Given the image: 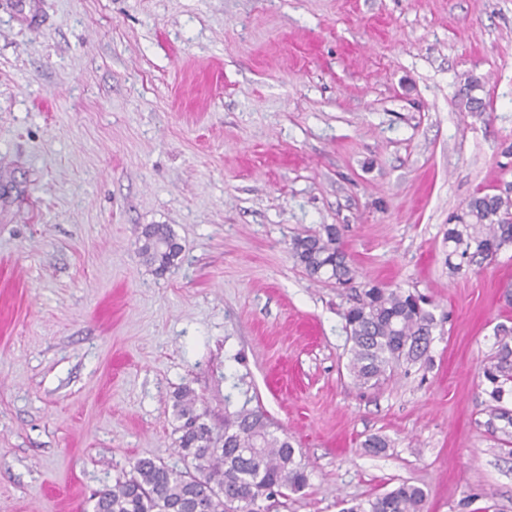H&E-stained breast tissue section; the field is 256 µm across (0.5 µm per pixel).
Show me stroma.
<instances>
[{
  "instance_id": "obj_1",
  "label": "stroma",
  "mask_w": 512,
  "mask_h": 512,
  "mask_svg": "<svg viewBox=\"0 0 512 512\" xmlns=\"http://www.w3.org/2000/svg\"><path fill=\"white\" fill-rule=\"evenodd\" d=\"M511 144L512 0H0V512H92L137 459L182 467L185 386L212 426L288 433L308 483L270 512L403 481L425 512H512L480 388L512 249L446 264ZM146 224L182 246L166 273ZM325 224L437 320L374 389L346 369L350 291L290 253ZM137 239L141 243L139 255L157 271L163 273L175 266L182 248L168 225L147 224L141 228Z\"/></svg>"
}]
</instances>
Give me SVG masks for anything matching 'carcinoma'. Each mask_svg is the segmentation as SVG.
Returning a JSON list of instances; mask_svg holds the SVG:
<instances>
[{
  "label": "carcinoma",
  "mask_w": 512,
  "mask_h": 512,
  "mask_svg": "<svg viewBox=\"0 0 512 512\" xmlns=\"http://www.w3.org/2000/svg\"><path fill=\"white\" fill-rule=\"evenodd\" d=\"M447 240L446 262L454 274L512 247V182L473 196L448 225ZM138 241L139 255L161 273L175 266L182 251L166 224L145 225ZM290 251L310 277L355 292L343 317L351 342L347 369L357 385L374 387L398 366L427 356L433 313L401 288L357 281L335 225L294 238ZM495 345L483 367V393L491 418L500 422L494 431L512 439V408L506 406L512 398V326L496 327ZM173 411L184 467L139 459L133 476L94 494L93 512H261L260 501L307 485L305 464L262 413L243 409L217 431L188 387L174 394ZM426 498L422 487L402 482L342 512H424Z\"/></svg>",
  "instance_id": "cac0c4a2"
}]
</instances>
